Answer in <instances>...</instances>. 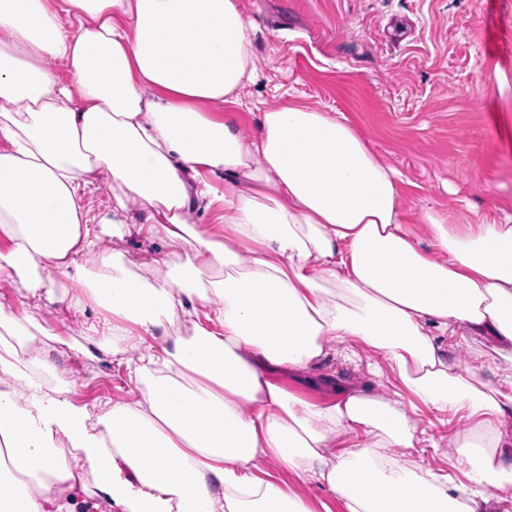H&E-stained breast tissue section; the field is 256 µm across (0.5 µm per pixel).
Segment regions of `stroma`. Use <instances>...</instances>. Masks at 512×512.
<instances>
[{
	"instance_id": "obj_1",
	"label": "stroma",
	"mask_w": 512,
	"mask_h": 512,
	"mask_svg": "<svg viewBox=\"0 0 512 512\" xmlns=\"http://www.w3.org/2000/svg\"><path fill=\"white\" fill-rule=\"evenodd\" d=\"M254 22L259 66L235 114L252 134L260 112L282 92L344 113L404 177V206L420 240L428 204L450 222L498 216L512 207V0H242ZM43 330L32 349L54 365L48 386L97 410L129 397L126 372L111 355L77 354L87 323L109 320L89 306L75 318L62 304L31 310ZM334 389L285 378L307 400L375 387L364 371L336 361Z\"/></svg>"
}]
</instances>
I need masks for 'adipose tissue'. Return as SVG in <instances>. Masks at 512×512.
<instances>
[{
  "mask_svg": "<svg viewBox=\"0 0 512 512\" xmlns=\"http://www.w3.org/2000/svg\"><path fill=\"white\" fill-rule=\"evenodd\" d=\"M252 29L240 0H0V281L23 307L77 283L69 311L111 313L86 331L133 385L92 413L0 343V512H74L85 470L116 512H310L277 469L345 512H492L512 487V372L448 358L452 338L512 356V215L430 206L424 243L343 113L288 97L241 134ZM133 236L160 244L136 272L116 247ZM338 357L388 393L315 402L279 380ZM408 392L440 425L473 420L463 481L407 465L439 445ZM57 436L78 456L50 454Z\"/></svg>",
  "mask_w": 512,
  "mask_h": 512,
  "instance_id": "1",
  "label": "adipose tissue"
}]
</instances>
